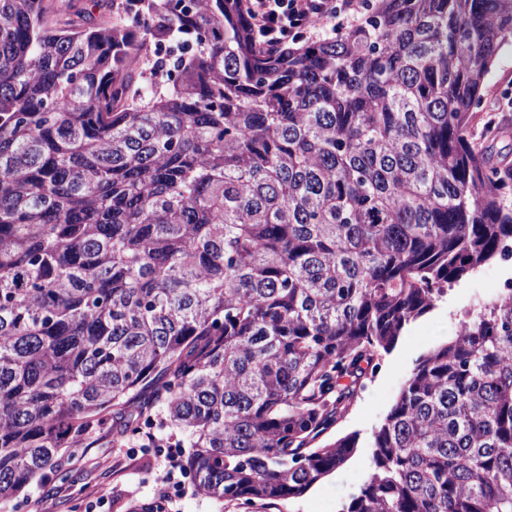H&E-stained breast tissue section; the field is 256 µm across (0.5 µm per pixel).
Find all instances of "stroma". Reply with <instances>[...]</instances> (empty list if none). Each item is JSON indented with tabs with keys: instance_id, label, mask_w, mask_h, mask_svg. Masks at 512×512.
<instances>
[{
	"instance_id": "stroma-1",
	"label": "stroma",
	"mask_w": 512,
	"mask_h": 512,
	"mask_svg": "<svg viewBox=\"0 0 512 512\" xmlns=\"http://www.w3.org/2000/svg\"><path fill=\"white\" fill-rule=\"evenodd\" d=\"M512 99V47L506 49L487 76L481 91L479 112L492 102ZM512 281V260L497 259L476 275L461 281L447 299L411 323L390 353L382 355L377 373L367 380L349 413L327 440L352 432L368 435L395 404L416 361L458 331L466 311L496 299L498 287ZM372 451L355 453L305 495L279 502H257L246 506L218 502L186 486L171 502L158 500L156 484L163 463L151 449L134 439H116L112 433L92 436L83 453L67 466V479L48 475L26 490L18 512H339L356 494L371 467Z\"/></svg>"
}]
</instances>
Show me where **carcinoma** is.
I'll return each instance as SVG.
<instances>
[{
    "mask_svg": "<svg viewBox=\"0 0 512 512\" xmlns=\"http://www.w3.org/2000/svg\"><path fill=\"white\" fill-rule=\"evenodd\" d=\"M0 0V505L159 425L219 502L512 512V301L348 414L407 325L512 246L485 79L512 0H368L269 53L242 0ZM185 37L171 60L155 43Z\"/></svg>",
    "mask_w": 512,
    "mask_h": 512,
    "instance_id": "1",
    "label": "carcinoma"
}]
</instances>
